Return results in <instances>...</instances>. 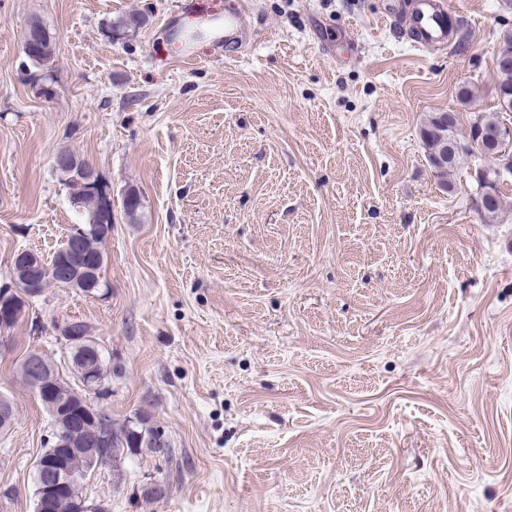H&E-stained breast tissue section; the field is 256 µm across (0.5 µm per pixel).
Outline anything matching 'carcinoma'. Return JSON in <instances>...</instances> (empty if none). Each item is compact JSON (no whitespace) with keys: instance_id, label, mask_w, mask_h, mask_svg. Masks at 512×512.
<instances>
[{"instance_id":"cac0c4a2","label":"carcinoma","mask_w":512,"mask_h":512,"mask_svg":"<svg viewBox=\"0 0 512 512\" xmlns=\"http://www.w3.org/2000/svg\"><path fill=\"white\" fill-rule=\"evenodd\" d=\"M30 23L39 31V51L27 58V67L35 69V81L42 82L43 68H50L54 64L56 42L42 20L35 17L30 19ZM145 23L144 15L132 13L107 23L104 31L109 38L119 41L136 33ZM492 67L496 80L497 110L476 115L470 124L467 137L460 136L459 117L454 112H432L425 117L420 127V138L427 150L428 159L448 155V159L440 165L438 178L439 184L450 192L455 187V172L459 160L467 154V151L458 149V146L467 143L474 136L476 127L496 126L501 122V112L507 109L512 111V41L505 43V48L493 58ZM56 175L60 182H68L66 173L58 170ZM70 186L73 194L79 199V213L84 217L85 223L95 225V230L88 231L86 236L75 242L63 245L49 260L43 258L35 265L16 261L12 267L14 282L24 283L31 279L41 289L50 284L70 288L72 284L68 281L67 273L75 269L89 273L94 278L103 274L105 258L102 244L112 231V207L102 193H92L87 187L75 182L70 183ZM500 213L501 197L500 190L497 189L482 200L478 214L483 223L495 224ZM20 373L38 398H43L46 392L55 396L57 400L63 395L61 384L64 383V379L40 382L23 366L20 367ZM97 428L98 424L92 417L81 414L80 406L69 401L60 407L55 418L51 419V441L46 443L45 453H50L53 445L58 448H88L97 433ZM112 435L114 447L119 449L123 458L137 456L143 452L158 454L167 459L173 456L169 442L157 441L149 432L143 430L142 426L129 419L122 423L112 422ZM81 498L80 487L73 488L63 496L50 494L44 504V512H77L75 506Z\"/></svg>"}]
</instances>
